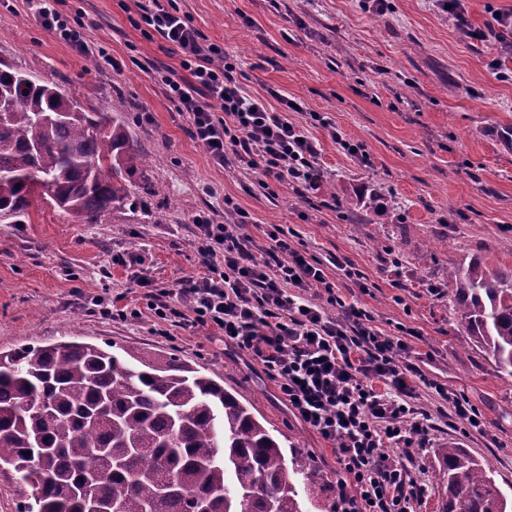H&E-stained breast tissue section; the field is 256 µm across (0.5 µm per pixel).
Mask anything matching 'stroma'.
Instances as JSON below:
<instances>
[{
    "mask_svg": "<svg viewBox=\"0 0 512 512\" xmlns=\"http://www.w3.org/2000/svg\"><path fill=\"white\" fill-rule=\"evenodd\" d=\"M385 12L358 0H177L209 40L237 63L245 90L281 109L318 144L323 188L287 183L264 189L258 171L236 158L225 165L190 136L166 96L159 73L178 61L160 37L136 29V0H62L79 14L92 54L81 55L33 17L27 0H0V61L35 73L86 106L125 100L134 145L151 163L153 196L138 186L136 205L78 224L53 206L34 209L28 224H0V352L60 341L111 344L113 352L149 349L207 370L282 441L286 453L313 460L339 481L331 442L305 427L262 365L225 344L216 327L162 326L144 311L139 278L168 289L198 276L192 218L224 220L233 198L250 217L245 231L266 242L269 225L293 228V243L325 264L346 302L365 308L384 333L415 329L409 363L464 392L487 421L465 432L430 389L419 402L436 428L411 465L428 479L438 449L455 445L486 462L512 492V377L496 371L457 324L447 289L448 266L482 258L512 265V54L496 36L465 39L434 0H386ZM112 58L104 63L96 48ZM331 118L333 129L318 124ZM362 145L358 157L345 143ZM116 256L134 265L113 264ZM400 268H393L391 258ZM359 270L361 292L337 270ZM405 282L395 288V279ZM437 284L438 293L427 290ZM107 294L115 306L136 305L135 320L101 317L90 302Z\"/></svg>",
    "mask_w": 512,
    "mask_h": 512,
    "instance_id": "stroma-1",
    "label": "stroma"
}]
</instances>
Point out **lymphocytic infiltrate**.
<instances>
[{
    "mask_svg": "<svg viewBox=\"0 0 512 512\" xmlns=\"http://www.w3.org/2000/svg\"><path fill=\"white\" fill-rule=\"evenodd\" d=\"M29 2L46 30L89 53L83 23L62 13L59 0ZM136 7L135 27L179 56V68L165 69L160 81L216 164L232 154L264 180L319 187L324 172L314 141L242 88L230 57L181 15L176 0H137ZM224 215L220 224L194 216L203 272L146 292L148 310L188 328L215 325L225 343L263 365L291 414L335 447L342 474L336 512H422L427 488L406 460L429 442L434 423L415 402L418 384L434 389L469 431L485 432L482 413L463 392L403 362L408 343L346 302L323 262L293 246V230L271 225L260 248L244 234L248 215L232 199ZM393 448L401 458L390 457Z\"/></svg>",
    "mask_w": 512,
    "mask_h": 512,
    "instance_id": "obj_1",
    "label": "lymphocytic infiltrate"
}]
</instances>
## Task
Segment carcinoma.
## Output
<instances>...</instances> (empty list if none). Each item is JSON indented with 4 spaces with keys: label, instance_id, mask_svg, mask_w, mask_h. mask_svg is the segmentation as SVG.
Masks as SVG:
<instances>
[{
    "label": "carcinoma",
    "instance_id": "carcinoma-1",
    "mask_svg": "<svg viewBox=\"0 0 512 512\" xmlns=\"http://www.w3.org/2000/svg\"><path fill=\"white\" fill-rule=\"evenodd\" d=\"M0 66V217L35 200L80 224L128 205L145 172L125 105L86 109ZM444 287L474 345L512 377V266L475 258ZM31 488L21 512H302L299 491L339 485L280 441L212 376L171 356L61 342L0 353V468ZM433 482L443 512H512L490 466L450 445Z\"/></svg>",
    "mask_w": 512,
    "mask_h": 512
}]
</instances>
